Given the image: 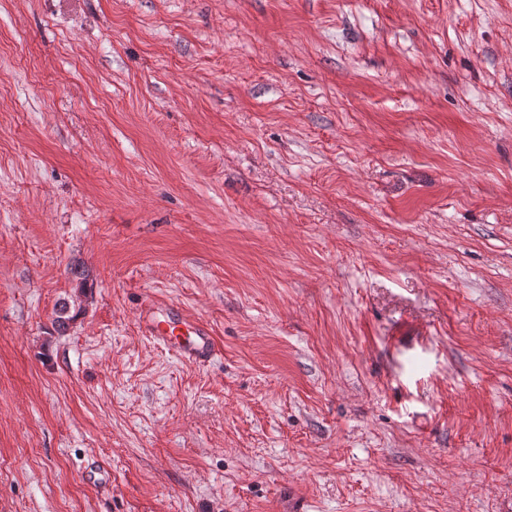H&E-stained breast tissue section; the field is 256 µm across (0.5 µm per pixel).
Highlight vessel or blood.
Returning <instances> with one entry per match:
<instances>
[{
    "label": "vessel or blood",
    "instance_id": "b4317fda",
    "mask_svg": "<svg viewBox=\"0 0 512 512\" xmlns=\"http://www.w3.org/2000/svg\"><path fill=\"white\" fill-rule=\"evenodd\" d=\"M138 327L148 340L173 352L179 361L190 366H206L218 351L210 324L189 316L174 304L151 301L141 309Z\"/></svg>",
    "mask_w": 512,
    "mask_h": 512
}]
</instances>
